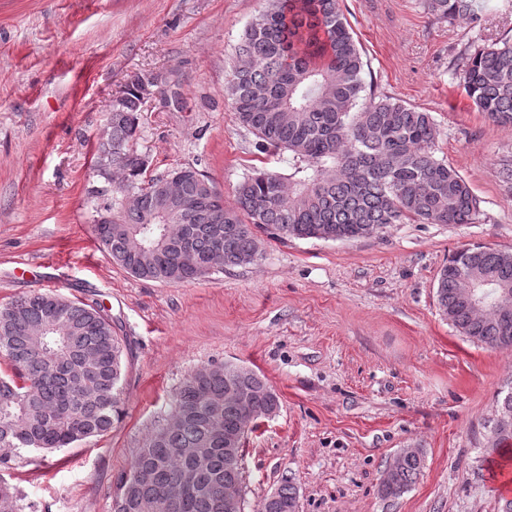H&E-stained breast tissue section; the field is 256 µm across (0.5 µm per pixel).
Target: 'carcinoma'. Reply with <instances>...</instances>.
I'll return each mask as SVG.
<instances>
[{
  "label": "carcinoma",
  "instance_id": "carcinoma-1",
  "mask_svg": "<svg viewBox=\"0 0 512 512\" xmlns=\"http://www.w3.org/2000/svg\"><path fill=\"white\" fill-rule=\"evenodd\" d=\"M440 19L481 22L475 0H426ZM365 63L339 0H266L242 33L225 93L236 122L260 151L288 152L293 172L264 170L244 180L237 203L224 204L215 183L195 167L167 176L182 181L169 198L162 177L134 144L145 97L139 76L112 100L110 137L96 159L109 156L112 223L92 232L112 262L131 276L172 284L196 280L193 267L214 252L226 265L254 262L262 232L279 240L352 241L391 224H473L479 200L464 178L436 156L439 135L429 112L392 101L358 106ZM460 80L477 109L512 124V38L465 59ZM138 194L128 209L124 192ZM468 278L484 299L477 318L458 294ZM440 313L460 333L490 347H512V252L475 245L456 251L439 273ZM123 340L112 316L94 302L52 291L0 305V469L30 448H69L112 430L120 412ZM280 401L250 370L227 375L202 366L175 392L168 415L116 483L119 512H224V488L243 497V444L248 424L272 416ZM423 454L395 459L383 472L381 494L398 498L419 478ZM263 499L257 512H296L291 479ZM20 512L19 498L0 480V504Z\"/></svg>",
  "mask_w": 512,
  "mask_h": 512
}]
</instances>
